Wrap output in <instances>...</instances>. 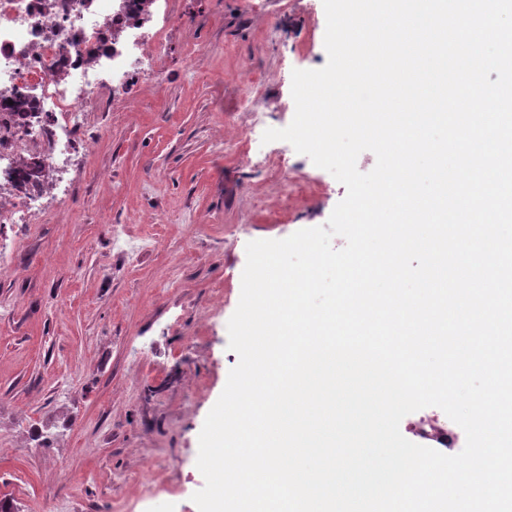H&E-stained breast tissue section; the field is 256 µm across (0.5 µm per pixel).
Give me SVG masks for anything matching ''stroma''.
I'll use <instances>...</instances> for the list:
<instances>
[{
    "label": "stroma",
    "instance_id": "obj_1",
    "mask_svg": "<svg viewBox=\"0 0 512 512\" xmlns=\"http://www.w3.org/2000/svg\"><path fill=\"white\" fill-rule=\"evenodd\" d=\"M164 85L134 79L88 108L66 201L0 224V499L18 512H121L142 480L162 512H198L199 434L238 356L227 323L246 245L325 225L346 188L288 144L244 157L261 86L293 120V70L322 68V0H166ZM121 238L123 247L113 245Z\"/></svg>",
    "mask_w": 512,
    "mask_h": 512
}]
</instances>
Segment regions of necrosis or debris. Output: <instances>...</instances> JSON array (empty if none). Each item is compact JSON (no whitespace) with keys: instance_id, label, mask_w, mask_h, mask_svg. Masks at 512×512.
<instances>
[{"instance_id":"necrosis-or-debris-1","label":"necrosis or debris","mask_w":512,"mask_h":512,"mask_svg":"<svg viewBox=\"0 0 512 512\" xmlns=\"http://www.w3.org/2000/svg\"><path fill=\"white\" fill-rule=\"evenodd\" d=\"M161 0H0V102L26 100L28 113L0 112V223L26 224L40 189L15 188L18 165L42 158L52 175L82 142V111L103 90H124L132 75L159 82V57L146 50L145 28ZM404 432L413 443L443 435L451 450L463 430L437 407L411 414Z\"/></svg>"}]
</instances>
